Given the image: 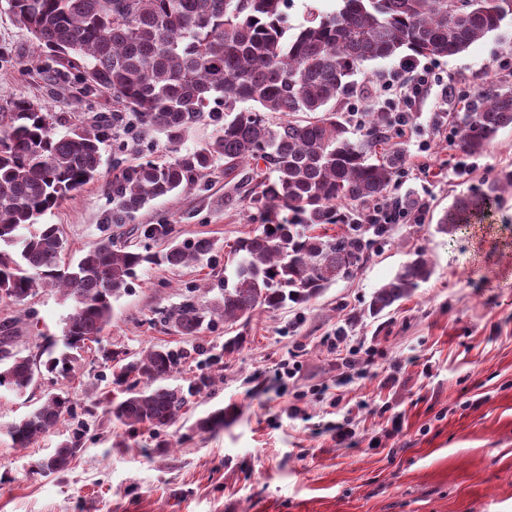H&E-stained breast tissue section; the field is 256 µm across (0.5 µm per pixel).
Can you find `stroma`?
<instances>
[{"instance_id": "35a3bbf8", "label": "stroma", "mask_w": 512, "mask_h": 512, "mask_svg": "<svg viewBox=\"0 0 512 512\" xmlns=\"http://www.w3.org/2000/svg\"><path fill=\"white\" fill-rule=\"evenodd\" d=\"M510 50L511 21L465 52L428 63L474 95L502 80L512 87V62L504 60ZM49 62L0 0V113L19 98L45 103L59 134L111 116V94H81L52 81ZM400 64L397 57L365 64L357 80L368 96L347 100L342 110L405 113L391 139L405 165L379 204L419 201V218L372 238L359 268L309 301L259 309L235 323L219 319L184 336L164 323L163 310L219 297L233 274L231 245L260 224L220 164L208 188L153 201L133 225L169 224L180 241L208 237L212 258L175 269L144 266L113 298L110 324L78 352L73 372H41L21 393L0 390V512H512V191L475 224L437 230L446 211L512 170V128L482 153L465 152L439 88L409 109L398 94L380 90L379 76ZM114 156L104 143L98 179L42 218L62 231L67 258L107 238L133 249L165 247L131 225L106 223ZM418 250L430 277L372 314L374 292ZM70 308L58 289L41 288L0 308V321L13 323L22 355L43 363L62 349ZM237 335L243 346L225 352V341ZM328 336L345 337L358 363L342 364L328 350ZM152 346L188 354L168 386L214 380L158 433L127 428L104 412L111 353ZM285 364L291 375H282ZM62 392L73 414L29 447H14L7 427ZM222 407L234 412L223 430L196 431L198 419ZM341 424L350 435L340 443ZM77 428L83 448L69 469L36 473L34 464ZM163 442L168 451L160 450Z\"/></svg>"}]
</instances>
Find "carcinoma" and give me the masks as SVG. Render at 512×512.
<instances>
[{"instance_id": "1", "label": "carcinoma", "mask_w": 512, "mask_h": 512, "mask_svg": "<svg viewBox=\"0 0 512 512\" xmlns=\"http://www.w3.org/2000/svg\"><path fill=\"white\" fill-rule=\"evenodd\" d=\"M16 22L59 60L47 69L55 80L70 70L84 90L112 94L143 130L163 131L175 156L162 163L144 158L112 165V210L106 223L128 224L150 201L202 184L224 162V178L234 182L242 165L252 166L246 184L257 210L259 233L229 251L234 281L221 298L206 305L186 301L165 313V322L194 336L213 317L237 322L259 308L302 303L350 274L364 258L369 235L385 224H365L364 211L386 192L404 163L391 148L375 160L373 149L387 143L398 120L373 113L365 138L353 139L336 105L362 96L355 76L365 63L401 54L409 58L455 56L512 19V0H465L448 13V0H341L331 14L313 13L298 32L288 34V0H7ZM258 108H244V103ZM297 112L312 118L291 119ZM462 145L483 151L498 132L512 126V88L489 87L464 110L448 113ZM216 135L196 148L178 150L185 132L202 119ZM45 105L17 100L0 113V302H20L36 288L62 290L72 300L63 329L64 350L45 363L64 373L74 353L99 341L112 318V298L128 289L146 264L170 268L211 259L215 243L195 237L152 253L102 240L70 266L61 265L64 239L57 225L40 218L70 193L99 175L105 121L64 135ZM512 187V170L500 172L487 188L440 219L446 233L471 217L485 215ZM328 224L347 230L320 232ZM168 224H146L147 239L170 237ZM431 274L423 253L377 289L375 313L409 296ZM187 354L152 346L125 362L112 354L111 384L122 397L109 413L132 428L161 431L183 414L190 399L211 384L202 377L187 388L161 384ZM40 374L37 362L16 349L11 323L0 324V388L21 392ZM71 401L49 396L7 433L26 448L49 433ZM219 408L196 423L201 433L224 429ZM73 432L36 471H65L82 448Z\"/></svg>"}]
</instances>
